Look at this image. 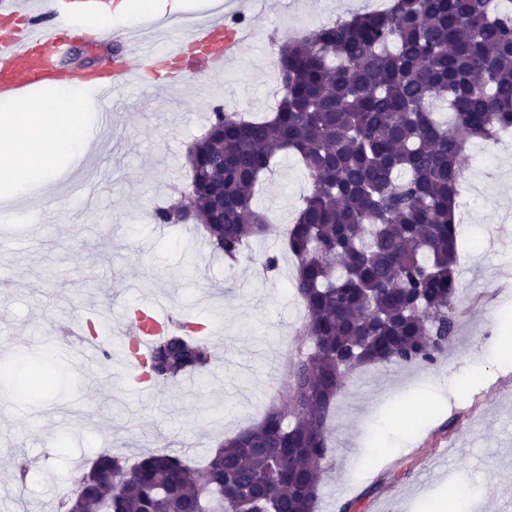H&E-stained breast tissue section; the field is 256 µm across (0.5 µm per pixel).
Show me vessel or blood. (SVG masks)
I'll return each mask as SVG.
<instances>
[{"label": "vessel or blood", "instance_id": "obj_1", "mask_svg": "<svg viewBox=\"0 0 512 512\" xmlns=\"http://www.w3.org/2000/svg\"><path fill=\"white\" fill-rule=\"evenodd\" d=\"M243 0H217L203 17L148 18L121 32L131 51L113 58L109 73L94 87L109 105L101 126L112 123L111 106L131 91L154 95L198 75L227 74L231 62L251 44V34L228 19ZM79 0H56L55 17H46L41 0H0V97L17 99L46 80L75 77L65 59L73 47L61 33Z\"/></svg>", "mask_w": 512, "mask_h": 512}]
</instances>
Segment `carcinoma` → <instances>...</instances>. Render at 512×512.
<instances>
[{"mask_svg": "<svg viewBox=\"0 0 512 512\" xmlns=\"http://www.w3.org/2000/svg\"><path fill=\"white\" fill-rule=\"evenodd\" d=\"M272 114L219 107L187 153L183 209L212 251L238 260L271 231L256 188L294 155L311 184L285 235L309 345L254 426L197 468L166 450L128 463L98 455L61 512H316L331 448L328 418L345 375L366 365L434 363L454 339L459 231L453 207L466 149L512 129V0H391L282 42ZM449 120L435 118L437 106ZM140 375L201 373L202 324H163ZM21 390L49 387L26 363ZM110 470L117 486L101 483Z\"/></svg>", "mask_w": 512, "mask_h": 512, "instance_id": "obj_1", "label": "carcinoma"}]
</instances>
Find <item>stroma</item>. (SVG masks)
<instances>
[{
	"label": "stroma",
	"instance_id": "obj_1",
	"mask_svg": "<svg viewBox=\"0 0 512 512\" xmlns=\"http://www.w3.org/2000/svg\"><path fill=\"white\" fill-rule=\"evenodd\" d=\"M377 0H265L256 40L232 78L198 77L123 103L126 118L96 133L97 147L51 190L20 200L37 222L0 223V362L45 358L49 389L24 398L0 389V500L13 512H51L99 453L191 450L204 464L228 436L261 420L278 394L305 309L292 288L296 261L283 245L309 183L295 157H280L256 199L277 233L245 244L232 263L212 253L194 224L154 231L157 207L190 182L188 147L215 106L263 115L278 41L303 18L349 16ZM472 186L458 204L463 290L478 294L446 356L434 364L363 367L347 377L330 418L333 449L318 512H444L456 491L480 487L486 512L512 504V366L490 356L502 311L512 305V135L489 154H467ZM97 208H74L83 182ZM275 270H265L268 256ZM103 320L99 359L77 357L85 323ZM158 320L207 324L222 378L194 386L111 373L108 355L135 310Z\"/></svg>",
	"mask_w": 512,
	"mask_h": 512
}]
</instances>
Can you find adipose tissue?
Segmentation results:
<instances>
[{
  "instance_id": "adipose-tissue-1",
  "label": "adipose tissue",
  "mask_w": 512,
  "mask_h": 512,
  "mask_svg": "<svg viewBox=\"0 0 512 512\" xmlns=\"http://www.w3.org/2000/svg\"><path fill=\"white\" fill-rule=\"evenodd\" d=\"M190 0H125L116 12L89 16L85 27L109 37L141 16L192 11ZM94 138L81 85L48 84L0 102V184L18 190L48 181L60 162L81 160Z\"/></svg>"
}]
</instances>
